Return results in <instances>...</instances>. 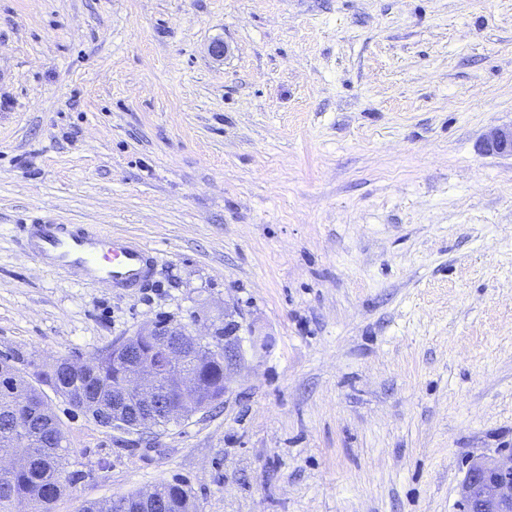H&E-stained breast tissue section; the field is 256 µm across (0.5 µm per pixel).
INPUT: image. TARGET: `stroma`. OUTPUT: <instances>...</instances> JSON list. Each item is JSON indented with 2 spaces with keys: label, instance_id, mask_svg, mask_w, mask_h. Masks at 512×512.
I'll return each mask as SVG.
<instances>
[{
  "label": "stroma",
  "instance_id": "obj_1",
  "mask_svg": "<svg viewBox=\"0 0 512 512\" xmlns=\"http://www.w3.org/2000/svg\"><path fill=\"white\" fill-rule=\"evenodd\" d=\"M510 124L512 0H0V359L241 338L154 434L44 388L56 512L175 479L197 512H459L512 448V156L483 147ZM41 220L156 248L154 285L43 267Z\"/></svg>",
  "mask_w": 512,
  "mask_h": 512
}]
</instances>
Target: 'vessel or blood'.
<instances>
[{
	"label": "vessel or blood",
	"mask_w": 512,
	"mask_h": 512,
	"mask_svg": "<svg viewBox=\"0 0 512 512\" xmlns=\"http://www.w3.org/2000/svg\"><path fill=\"white\" fill-rule=\"evenodd\" d=\"M23 234L30 256L83 284L141 289L150 283L159 259L156 249L140 240L89 224H28Z\"/></svg>",
	"instance_id": "vessel-or-blood-1"
}]
</instances>
